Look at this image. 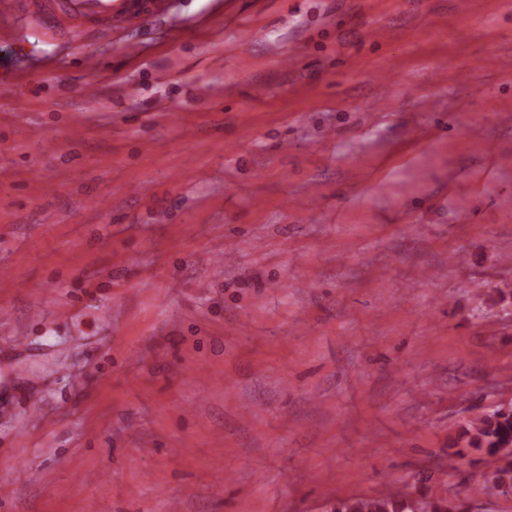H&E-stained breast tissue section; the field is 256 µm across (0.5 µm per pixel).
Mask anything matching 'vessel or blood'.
Listing matches in <instances>:
<instances>
[{"instance_id":"vessel-or-blood-1","label":"vessel or blood","mask_w":512,"mask_h":512,"mask_svg":"<svg viewBox=\"0 0 512 512\" xmlns=\"http://www.w3.org/2000/svg\"><path fill=\"white\" fill-rule=\"evenodd\" d=\"M168 0H47L45 10L53 23H93L115 26L143 10L164 14Z\"/></svg>"}]
</instances>
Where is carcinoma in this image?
Listing matches in <instances>:
<instances>
[{
    "instance_id": "cac0c4a2",
    "label": "carcinoma",
    "mask_w": 512,
    "mask_h": 512,
    "mask_svg": "<svg viewBox=\"0 0 512 512\" xmlns=\"http://www.w3.org/2000/svg\"><path fill=\"white\" fill-rule=\"evenodd\" d=\"M467 447L481 453L489 464L482 482L470 495L501 489L512 491V409L497 408L472 421L465 430ZM333 512H465L463 505L435 494L413 495L408 490L379 497L339 501Z\"/></svg>"
}]
</instances>
